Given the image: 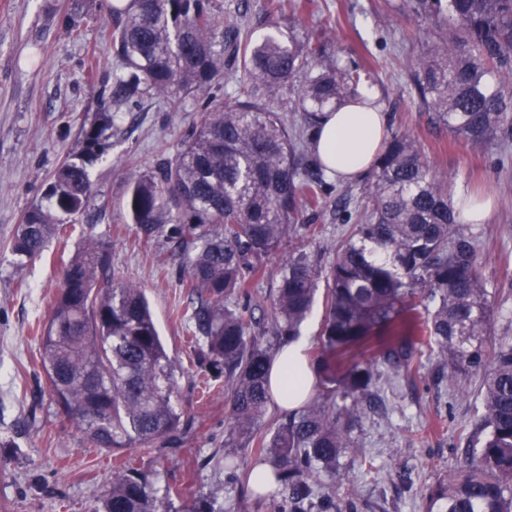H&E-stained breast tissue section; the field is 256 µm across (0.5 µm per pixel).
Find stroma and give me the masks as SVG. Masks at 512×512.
<instances>
[{
  "instance_id": "obj_1",
  "label": "stroma",
  "mask_w": 512,
  "mask_h": 512,
  "mask_svg": "<svg viewBox=\"0 0 512 512\" xmlns=\"http://www.w3.org/2000/svg\"><path fill=\"white\" fill-rule=\"evenodd\" d=\"M224 19L244 14L263 33L271 0H208ZM111 0H0V512H93L111 485L115 460L92 447L60 412L38 361L34 326L47 314L59 286V246L18 262L10 242L24 213L43 197L56 169L83 147L81 117L112 112L105 151L90 167L95 198L77 217L111 238V271L144 288L167 349L182 366L177 431L164 445L127 451L135 467L158 473L160 484L210 495L224 512H275L277 502L242 493L224 476L229 438L223 381L199 396L192 381L199 367L175 313L190 306L180 286L183 259L175 244L155 238L138 246L135 225L122 210L129 176L174 159L197 113L210 96L234 100L238 80L188 99L172 110L154 93L117 102L112 74L121 69L108 37ZM300 36L326 33L343 47L342 59L365 66L366 84L379 95L389 132H407L451 193L492 199L487 223L478 225L480 273L491 298L492 340L512 338V140L474 148L432 121L408 88V62L433 40L434 23L403 13L400 0H303L287 7ZM366 179L327 181L320 207L301 220L317 225L311 251L328 256L348 237ZM273 257L265 277L239 305L262 319L272 347L269 291L280 271ZM166 275H159V268ZM412 381L379 382V410H365L342 458L341 478L324 483L342 512H423L426 489L457 466L478 417L479 380L458 386L443 378L437 351L424 347L412 360Z\"/></svg>"
}]
</instances>
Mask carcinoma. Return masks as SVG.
Segmentation results:
<instances>
[{
  "mask_svg": "<svg viewBox=\"0 0 512 512\" xmlns=\"http://www.w3.org/2000/svg\"><path fill=\"white\" fill-rule=\"evenodd\" d=\"M416 20L443 21L445 35L410 61L411 90L423 110L455 138L483 146L512 138V0H401ZM267 33L238 20L223 22L206 0H129L112 8V44L124 61L112 75V98L152 91L175 109L186 97L232 78H248L231 106L212 100L189 142L173 160L133 176L124 211L141 244L165 235L185 261L181 286L191 295L187 343L229 391L230 450L225 476L253 485L261 496L288 492L281 512H341L319 495V478L336 475L352 447L351 431L387 367L392 379L414 378L416 347L438 349L448 383L481 378V413L457 468L424 495V512H512V340L489 348L491 292L479 273L475 232L457 223L448 184L423 159L413 135L396 132L376 159L365 208L328 263L307 250L317 228L299 224L317 208L325 181L316 161L296 152L278 113L258 95L302 78L293 111L298 130L357 96L360 68L327 51L326 42L300 41L279 6ZM83 151L63 163L17 225L12 253L42 255L50 241L76 235L63 261L61 287L47 319L36 325L48 389L64 415L95 447L118 455L148 450L175 429L179 366L167 351L143 289L110 273L111 241L71 222L95 197L88 166L112 128V115L81 120ZM301 241L282 259L270 290L276 335L291 340L312 312L325 282L324 318L314 364L337 396L310 401L269 438L258 437L270 401V348L262 329L235 299L266 275L288 233ZM341 402H336V399ZM258 440V465L270 472L251 483L240 470L234 441ZM93 512H224L195 495L182 511L171 490L124 463Z\"/></svg>",
  "mask_w": 512,
  "mask_h": 512,
  "instance_id": "carcinoma-1",
  "label": "carcinoma"
}]
</instances>
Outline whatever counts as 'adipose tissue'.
<instances>
[{
  "label": "adipose tissue",
  "mask_w": 512,
  "mask_h": 512,
  "mask_svg": "<svg viewBox=\"0 0 512 512\" xmlns=\"http://www.w3.org/2000/svg\"><path fill=\"white\" fill-rule=\"evenodd\" d=\"M387 125L377 94L361 87L355 103L323 113L314 129L315 155L325 173L340 180L367 175L386 138ZM309 334H301L276 352L270 367L276 404L294 410L312 394L317 372L308 358Z\"/></svg>",
  "instance_id": "adipose-tissue-1"
}]
</instances>
